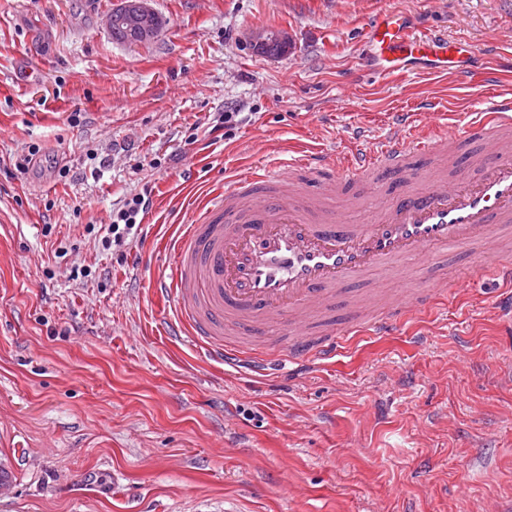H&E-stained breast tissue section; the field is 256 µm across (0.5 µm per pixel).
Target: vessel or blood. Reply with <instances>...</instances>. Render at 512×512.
<instances>
[{
	"instance_id": "1",
	"label": "vessel or blood",
	"mask_w": 512,
	"mask_h": 512,
	"mask_svg": "<svg viewBox=\"0 0 512 512\" xmlns=\"http://www.w3.org/2000/svg\"><path fill=\"white\" fill-rule=\"evenodd\" d=\"M365 36L377 71L452 74L460 83L487 86L482 107L463 126L432 109L424 123L400 110L384 136L367 147L348 143L343 157L277 158L226 178L223 193L169 239L174 262L159 288L185 335L225 367L276 369V359L247 355L241 341L283 328L288 363L334 357L347 334L313 331L309 314L331 309L341 289L392 259L411 258L426 269L448 246L481 243L480 269L512 283V243L501 234L512 223V94L495 91V70L472 68L476 47L419 32L402 12H383ZM473 145L486 150L474 177L451 180L415 164ZM387 174L400 176L402 188L369 223L337 215L332 197L358 182L380 190ZM310 182L319 192L307 190ZM446 285L434 277L402 297L419 306ZM353 310L376 336L393 334L400 320L364 304Z\"/></svg>"
}]
</instances>
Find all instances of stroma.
<instances>
[{"instance_id": "1", "label": "stroma", "mask_w": 512, "mask_h": 512, "mask_svg": "<svg viewBox=\"0 0 512 512\" xmlns=\"http://www.w3.org/2000/svg\"><path fill=\"white\" fill-rule=\"evenodd\" d=\"M114 3L0 0V512L512 508V314L470 253L393 335L263 378L177 334L154 292L227 174L382 136L426 98L469 120L481 86L370 70L378 13L475 45L512 88V0H153L140 47L113 40ZM259 28L288 50L253 49ZM138 194L123 249L85 232ZM252 44L254 47L261 49L268 44L275 42L281 46H286L290 43V37L288 32L284 30H273L270 29H261L253 31L250 35ZM278 44H270L268 45L263 52L269 54H275L281 51V46Z\"/></svg>"}]
</instances>
